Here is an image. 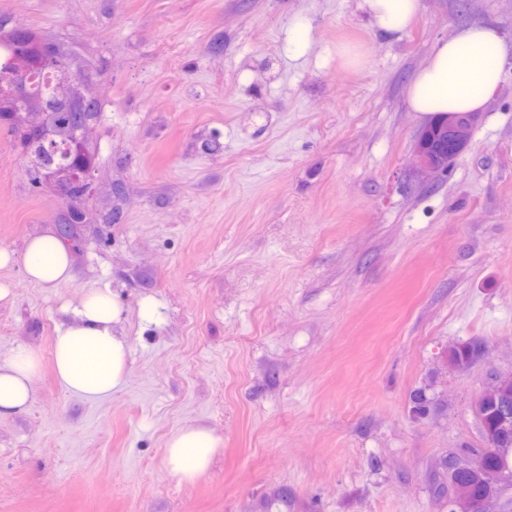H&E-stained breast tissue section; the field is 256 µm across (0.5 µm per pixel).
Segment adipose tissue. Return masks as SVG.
<instances>
[{
	"instance_id": "obj_1",
	"label": "adipose tissue",
	"mask_w": 512,
	"mask_h": 512,
	"mask_svg": "<svg viewBox=\"0 0 512 512\" xmlns=\"http://www.w3.org/2000/svg\"><path fill=\"white\" fill-rule=\"evenodd\" d=\"M370 22L387 33L404 32L419 14V0H364ZM512 66V41L490 23L457 28L440 40L407 86L410 111L426 120L450 113L485 111ZM22 263L33 284L53 289L72 277L70 247L54 234L32 237L22 256L0 249V269ZM69 322L58 324L52 364L58 384L86 399H103L123 387L130 365V341L118 325L124 314L110 289L87 292L79 305L63 304ZM40 357L18 346L0 363V418L24 413L33 400ZM223 440L210 428L191 424L175 429L165 443L163 464L180 483L192 484L208 472Z\"/></svg>"
}]
</instances>
